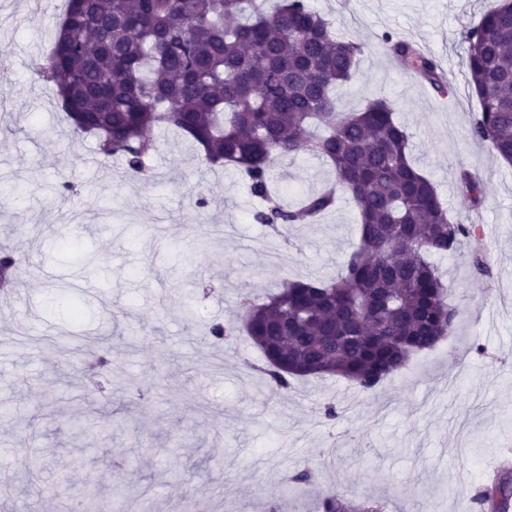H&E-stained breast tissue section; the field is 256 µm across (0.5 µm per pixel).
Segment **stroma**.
<instances>
[{"label": "stroma", "instance_id": "1", "mask_svg": "<svg viewBox=\"0 0 512 512\" xmlns=\"http://www.w3.org/2000/svg\"><path fill=\"white\" fill-rule=\"evenodd\" d=\"M29 2L0 0V249L19 261L14 300L0 307V512L82 504L91 480L153 512H316L328 491L386 512H482L486 475L512 452V166L469 138L480 104L460 62L493 0H310L365 45L339 111L394 102L419 168L478 224L492 275L438 258L460 331L374 391L326 376L288 393L257 372L250 340L215 344L206 328L241 317L240 293L260 302L284 280L337 276L357 243L353 203L341 197L281 238L254 222L258 202L232 169L209 168L171 133L152 130L145 173L103 160L33 68L61 2L35 18ZM385 32L441 59L455 95L406 77ZM463 169L483 186L479 209L458 189ZM328 177L305 154L272 169L288 202ZM104 338L108 372L93 360ZM313 399L341 418L323 420ZM306 465L314 484L283 495Z\"/></svg>", "mask_w": 512, "mask_h": 512}]
</instances>
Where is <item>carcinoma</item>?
<instances>
[{"instance_id":"1","label":"carcinoma","mask_w":512,"mask_h":512,"mask_svg":"<svg viewBox=\"0 0 512 512\" xmlns=\"http://www.w3.org/2000/svg\"><path fill=\"white\" fill-rule=\"evenodd\" d=\"M44 77L66 119L98 139L103 159L134 173L157 150L148 133L178 132L213 169L232 167L263 202L253 219L275 234L312 224L347 193L359 237L331 280H287L266 302L241 300L242 322L208 327L214 343L249 337L264 373L288 391L294 380L336 375L364 391L394 375L416 353L459 328L461 313L433 259L470 244L474 273L490 274L476 227L451 214L436 185L413 162L410 136L386 97L340 112L335 91L354 83L364 44L335 32L309 0H69ZM461 66L481 111L470 129L512 162V0L491 6L468 29ZM402 71L438 95L453 92L439 63L413 44L381 36ZM304 152L326 163L336 187L311 191L295 206L271 191L277 159ZM461 191L481 186L469 171ZM14 257L0 252V286ZM512 497L501 480L482 499L499 512ZM320 512H377L368 502L329 493Z\"/></svg>"}]
</instances>
